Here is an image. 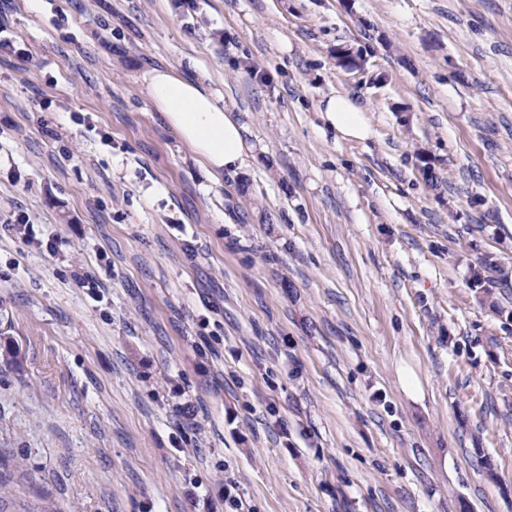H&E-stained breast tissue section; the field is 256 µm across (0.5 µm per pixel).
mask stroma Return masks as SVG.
I'll return each mask as SVG.
<instances>
[{
	"label": "stroma",
	"instance_id": "35a3bbf8",
	"mask_svg": "<svg viewBox=\"0 0 512 512\" xmlns=\"http://www.w3.org/2000/svg\"><path fill=\"white\" fill-rule=\"evenodd\" d=\"M153 67L237 112L245 169L208 173ZM13 214L0 498L512 512V0H0ZM319 111L337 139L365 141L372 135L367 109L348 93H336L324 99Z\"/></svg>",
	"mask_w": 512,
	"mask_h": 512
}]
</instances>
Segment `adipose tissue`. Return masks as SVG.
Masks as SVG:
<instances>
[{"instance_id":"adipose-tissue-1","label":"adipose tissue","mask_w":512,"mask_h":512,"mask_svg":"<svg viewBox=\"0 0 512 512\" xmlns=\"http://www.w3.org/2000/svg\"><path fill=\"white\" fill-rule=\"evenodd\" d=\"M143 80L167 124L210 173L233 171L246 164L252 147L243 136V127L211 92L167 69H150ZM320 111L337 139L364 141L372 135L366 108L350 94L324 99Z\"/></svg>"}]
</instances>
